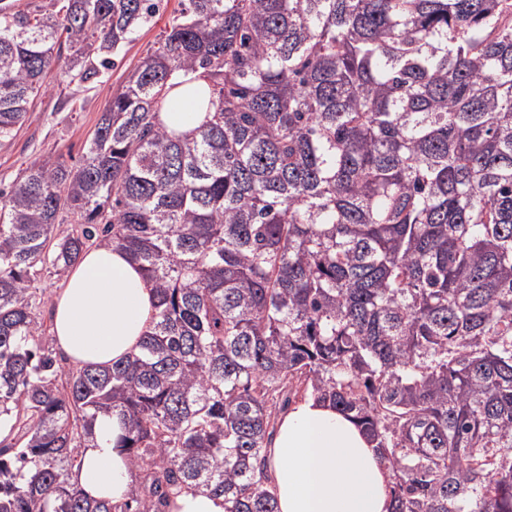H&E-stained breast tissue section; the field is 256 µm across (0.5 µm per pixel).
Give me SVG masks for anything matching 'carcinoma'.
Here are the masks:
<instances>
[{
    "instance_id": "cac0c4a2",
    "label": "carcinoma",
    "mask_w": 512,
    "mask_h": 512,
    "mask_svg": "<svg viewBox=\"0 0 512 512\" xmlns=\"http://www.w3.org/2000/svg\"><path fill=\"white\" fill-rule=\"evenodd\" d=\"M159 0L0 5V142L70 50L89 81ZM182 72L209 119L160 113ZM73 221L54 233L64 217ZM116 246L154 284L139 353L65 368L30 286ZM363 429L393 512H512V0H184L83 163L0 190V512H278L279 398ZM139 481L71 483L98 417ZM183 112H162L161 119L164 124L176 134H189L196 130L206 120L207 112L195 111V100L185 96L181 100ZM171 512H224V497L185 488L174 496Z\"/></svg>"
}]
</instances>
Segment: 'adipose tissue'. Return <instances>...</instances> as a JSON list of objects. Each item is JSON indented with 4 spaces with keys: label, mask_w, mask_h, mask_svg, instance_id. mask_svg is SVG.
Masks as SVG:
<instances>
[{
    "label": "adipose tissue",
    "mask_w": 512,
    "mask_h": 512,
    "mask_svg": "<svg viewBox=\"0 0 512 512\" xmlns=\"http://www.w3.org/2000/svg\"><path fill=\"white\" fill-rule=\"evenodd\" d=\"M154 285L116 247L86 251L52 299L59 350L78 366L108 367L139 349L155 322ZM72 480L114 503L130 492L117 418L101 417ZM278 512H391L392 472L368 436L331 405L311 397L280 418L268 450Z\"/></svg>",
    "instance_id": "1"
}]
</instances>
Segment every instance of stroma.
I'll list each match as a JSON object with an SVG mask.
<instances>
[{
	"label": "stroma",
	"instance_id": "stroma-1",
	"mask_svg": "<svg viewBox=\"0 0 512 512\" xmlns=\"http://www.w3.org/2000/svg\"><path fill=\"white\" fill-rule=\"evenodd\" d=\"M181 0H162L157 17L132 35L100 78L70 84L51 82L37 97L16 136L0 145V190L35 161L61 159L79 164L102 111L132 67L155 47L165 25L178 14Z\"/></svg>",
	"mask_w": 512,
	"mask_h": 512
}]
</instances>
